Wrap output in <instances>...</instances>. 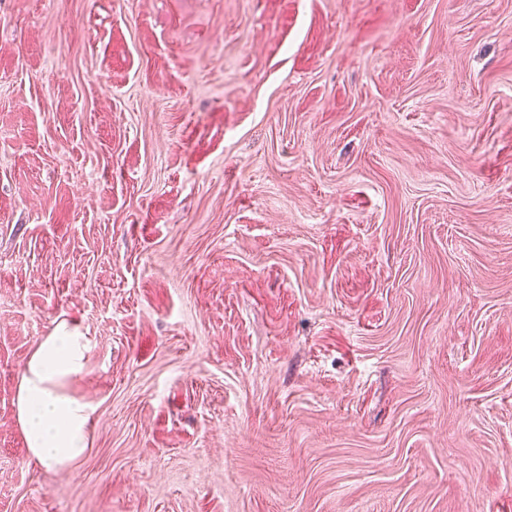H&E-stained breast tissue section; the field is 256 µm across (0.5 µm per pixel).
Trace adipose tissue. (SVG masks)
I'll list each match as a JSON object with an SVG mask.
<instances>
[{
  "instance_id": "1",
  "label": "adipose tissue",
  "mask_w": 512,
  "mask_h": 512,
  "mask_svg": "<svg viewBox=\"0 0 512 512\" xmlns=\"http://www.w3.org/2000/svg\"><path fill=\"white\" fill-rule=\"evenodd\" d=\"M91 339L75 324L59 322L27 359L17 388V419L30 457L69 468L84 456L94 409L68 386L86 370Z\"/></svg>"
}]
</instances>
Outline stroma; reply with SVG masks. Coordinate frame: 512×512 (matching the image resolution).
<instances>
[{
    "label": "stroma",
    "mask_w": 512,
    "mask_h": 512,
    "mask_svg": "<svg viewBox=\"0 0 512 512\" xmlns=\"http://www.w3.org/2000/svg\"><path fill=\"white\" fill-rule=\"evenodd\" d=\"M0 512H512V0H0ZM91 339L76 324L55 325L27 359L17 388V419L30 457L56 468L86 453L94 408L68 385L85 373Z\"/></svg>",
    "instance_id": "stroma-1"
}]
</instances>
